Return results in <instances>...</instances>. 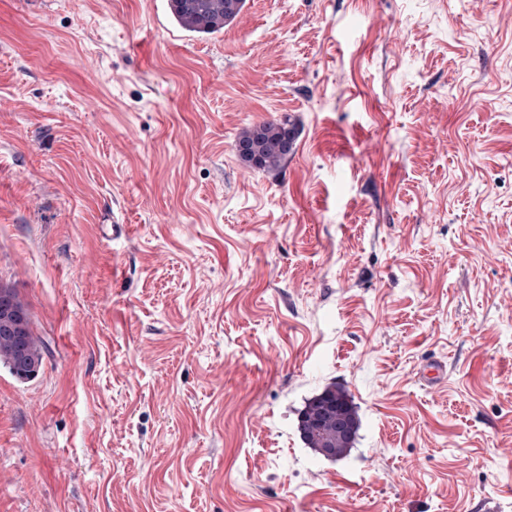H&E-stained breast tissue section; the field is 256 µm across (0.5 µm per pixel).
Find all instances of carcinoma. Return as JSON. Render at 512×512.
I'll return each instance as SVG.
<instances>
[{"label":"carcinoma","mask_w":512,"mask_h":512,"mask_svg":"<svg viewBox=\"0 0 512 512\" xmlns=\"http://www.w3.org/2000/svg\"><path fill=\"white\" fill-rule=\"evenodd\" d=\"M245 0H170L175 20L199 36L218 33L241 12ZM298 131L287 117L244 131L236 142L239 158L246 165L273 170L292 153ZM16 294L0 293V365L20 380L32 378L43 361V344L30 328L19 335L13 320L5 317ZM298 429L307 447L315 452L332 449L330 459L345 457L356 439L359 416L348 392L334 385L307 401L299 412Z\"/></svg>","instance_id":"carcinoma-1"}]
</instances>
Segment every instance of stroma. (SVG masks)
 <instances>
[{"label":"stroma","mask_w":512,"mask_h":512,"mask_svg":"<svg viewBox=\"0 0 512 512\" xmlns=\"http://www.w3.org/2000/svg\"><path fill=\"white\" fill-rule=\"evenodd\" d=\"M0 285V512H512V0H0ZM245 0H170L175 20L198 36L221 32L241 12ZM298 131L287 117L244 131L236 142L239 158L249 167L273 170L294 150ZM6 292L9 302H5ZM17 299L16 294L9 288L0 293V364L18 379L28 380L39 370L43 361V344L39 336H34L26 319L22 335L13 328V320L5 318L9 303ZM448 378V364L436 358L428 360L421 372V381L430 390L440 388ZM298 429L307 447L324 458L345 457L353 448L359 429V416L351 396L336 385L326 387L299 412ZM321 448H332V454H321Z\"/></svg>","instance_id":"35a3bbf8"}]
</instances>
